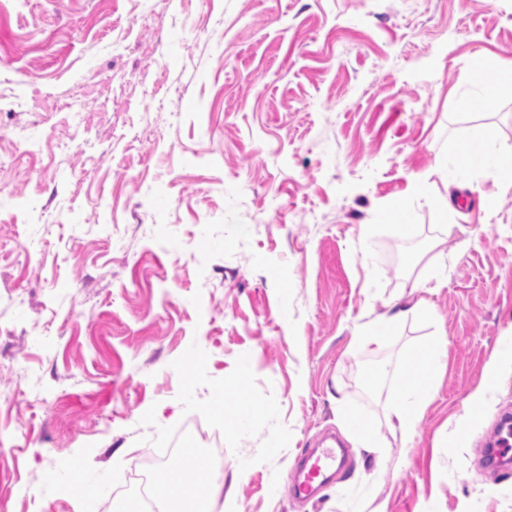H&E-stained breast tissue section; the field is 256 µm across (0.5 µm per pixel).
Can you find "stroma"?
Here are the masks:
<instances>
[{"instance_id": "35a3bbf8", "label": "stroma", "mask_w": 512, "mask_h": 512, "mask_svg": "<svg viewBox=\"0 0 512 512\" xmlns=\"http://www.w3.org/2000/svg\"><path fill=\"white\" fill-rule=\"evenodd\" d=\"M486 131L512 148V0H0V512H76L48 475L78 457L112 487L191 419L223 445V512H512V465L475 472L512 371L469 408L512 330V191H455V217L432 174ZM395 199L414 235L375 222ZM418 281L432 310L352 348ZM437 333L406 448L390 380ZM339 390L386 470L345 438ZM330 434L351 465L297 500L296 459Z\"/></svg>"}]
</instances>
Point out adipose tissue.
<instances>
[{"label": "adipose tissue", "mask_w": 512, "mask_h": 512, "mask_svg": "<svg viewBox=\"0 0 512 512\" xmlns=\"http://www.w3.org/2000/svg\"><path fill=\"white\" fill-rule=\"evenodd\" d=\"M437 171L449 186H463L477 192L484 182L490 181L501 189H512V157L487 137L457 140L450 156L438 165ZM413 290L417 294L415 301L398 298L389 301L384 315L358 327L352 344L373 353L384 349L397 329L430 306L429 298L424 295L425 285L414 284ZM446 347L445 337L436 335L431 342L413 350L411 361L391 381V400L385 420L388 428L399 433L404 442H412L415 427L434 397ZM335 407L338 417L358 437L360 448L372 455L375 465L387 464L388 456L381 441L366 422L352 412L350 400L344 393H337Z\"/></svg>", "instance_id": "1"}]
</instances>
